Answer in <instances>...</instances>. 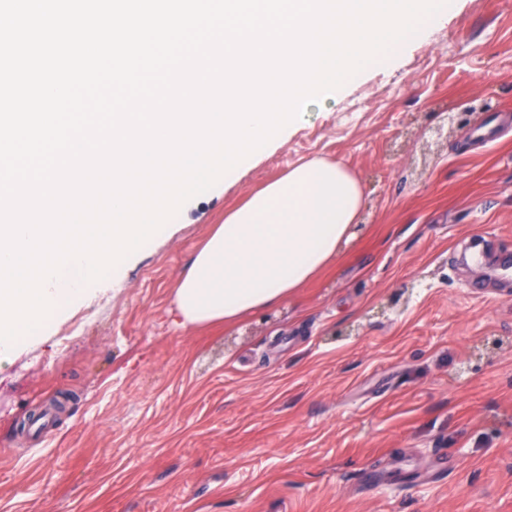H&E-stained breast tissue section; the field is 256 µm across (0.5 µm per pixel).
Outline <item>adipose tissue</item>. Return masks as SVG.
I'll list each match as a JSON object with an SVG mask.
<instances>
[{
  "label": "adipose tissue",
  "mask_w": 512,
  "mask_h": 512,
  "mask_svg": "<svg viewBox=\"0 0 512 512\" xmlns=\"http://www.w3.org/2000/svg\"><path fill=\"white\" fill-rule=\"evenodd\" d=\"M362 208L361 187L340 164L293 165L226 213L182 273V326L231 321L288 298L336 259Z\"/></svg>",
  "instance_id": "ef3b65f1"
}]
</instances>
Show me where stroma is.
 Returning a JSON list of instances; mask_svg holds the SVG:
<instances>
[{"label":"stroma","instance_id":"stroma-1","mask_svg":"<svg viewBox=\"0 0 512 512\" xmlns=\"http://www.w3.org/2000/svg\"><path fill=\"white\" fill-rule=\"evenodd\" d=\"M503 112L512 0H454L188 200L0 368V512H512V133L472 142ZM315 157L364 195L336 263L181 327L178 279L225 211Z\"/></svg>","mask_w":512,"mask_h":512}]
</instances>
